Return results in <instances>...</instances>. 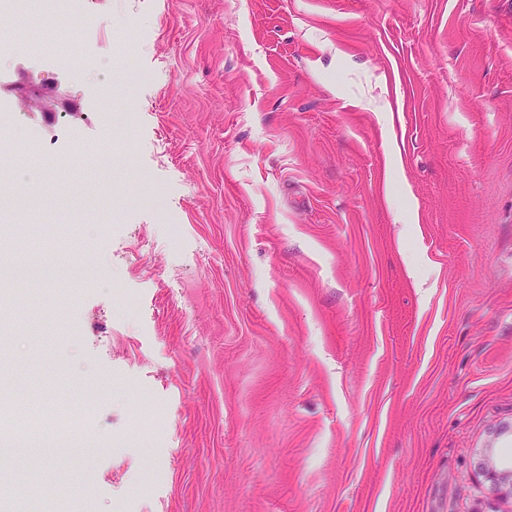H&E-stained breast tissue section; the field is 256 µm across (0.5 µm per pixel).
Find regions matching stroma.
<instances>
[{
	"label": "stroma",
	"instance_id": "stroma-1",
	"mask_svg": "<svg viewBox=\"0 0 512 512\" xmlns=\"http://www.w3.org/2000/svg\"><path fill=\"white\" fill-rule=\"evenodd\" d=\"M87 6L94 74L0 12V151L49 155L0 174L40 203L0 278L82 242L0 300V408L90 450L0 449L4 512H512V0ZM478 466L484 476L491 482L492 489L500 494L512 495V471L498 470L490 462L489 454H484L479 459Z\"/></svg>",
	"mask_w": 512,
	"mask_h": 512
}]
</instances>
